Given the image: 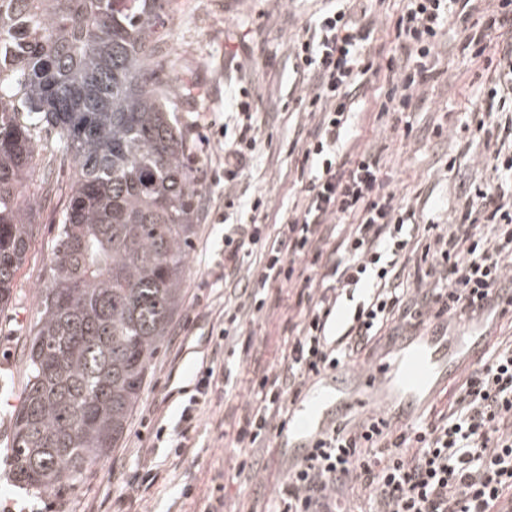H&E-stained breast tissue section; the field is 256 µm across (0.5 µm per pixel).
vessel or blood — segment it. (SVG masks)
<instances>
[{
  "label": "vessel or blood",
  "mask_w": 512,
  "mask_h": 512,
  "mask_svg": "<svg viewBox=\"0 0 512 512\" xmlns=\"http://www.w3.org/2000/svg\"><path fill=\"white\" fill-rule=\"evenodd\" d=\"M472 342L466 356L449 359L447 337L428 325L369 368L321 372L290 404L287 423L276 434L284 465L305 458L345 417L377 409L403 423L412 420L476 357L486 339L476 336Z\"/></svg>",
  "instance_id": "obj_1"
}]
</instances>
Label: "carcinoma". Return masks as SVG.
<instances>
[{
    "label": "carcinoma",
    "instance_id": "cac0c4a2",
    "mask_svg": "<svg viewBox=\"0 0 512 512\" xmlns=\"http://www.w3.org/2000/svg\"><path fill=\"white\" fill-rule=\"evenodd\" d=\"M160 2L0 0L1 307L38 230L42 130L72 169L11 416L15 479L39 491L76 488L118 446L182 302L197 188L154 71ZM40 137L39 152L38 155H36L35 164L27 182L28 194L31 196L34 195L37 198L42 194L40 186L43 173L49 164L48 162H50L51 156H55L59 147L53 134L49 135L42 132Z\"/></svg>",
    "mask_w": 512,
    "mask_h": 512
}]
</instances>
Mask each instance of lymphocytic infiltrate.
I'll return each mask as SVG.
<instances>
[{
	"instance_id": "f902f5d3",
	"label": "lymphocytic infiltrate",
	"mask_w": 512,
	"mask_h": 512,
	"mask_svg": "<svg viewBox=\"0 0 512 512\" xmlns=\"http://www.w3.org/2000/svg\"><path fill=\"white\" fill-rule=\"evenodd\" d=\"M475 0H406L393 24L399 50L380 59L369 46V5L331 0L292 45L293 71L306 84L296 106L317 118L311 139L288 145L300 178L309 183L301 207L268 230L269 199L250 201V223L224 226V258L214 280L240 297L225 302L224 341L241 336L245 315H259L270 288L296 295L298 322L288 327V364L262 375L234 422L235 447L271 441L288 407L313 376L340 369L372 352L391 321L418 329L453 317L475 319L512 306V186L474 184L453 222L416 227L414 211L387 191L380 155L372 149L341 153L350 128L358 80L377 84L379 114L422 107L421 85L435 70L443 30L454 12L472 14ZM512 0L463 36L474 57L496 75L494 91L512 98ZM233 142L224 146V206H235L236 187L260 146L249 92L229 114ZM350 219L338 234L337 221ZM338 246H331L332 238ZM259 254L260 273L239 281L245 258ZM369 285L345 332L328 336L338 299ZM213 368H206L184 407L181 428L169 437L175 457L195 448L192 436L208 402ZM355 502H347L349 492ZM512 512V346L482 356L452 392L450 411L415 424L395 425L377 415L342 423L288 471L278 489L277 512Z\"/></svg>"
}]
</instances>
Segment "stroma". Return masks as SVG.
Wrapping results in <instances>:
<instances>
[{
	"label": "stroma",
	"instance_id": "stroma-1",
	"mask_svg": "<svg viewBox=\"0 0 512 512\" xmlns=\"http://www.w3.org/2000/svg\"><path fill=\"white\" fill-rule=\"evenodd\" d=\"M324 0H164L162 24L156 38L163 54L161 78L178 107V123L191 145V170L198 187L199 223L188 254L183 305L166 341L152 360L143 392L131 414L118 448L90 469L73 491L58 495L19 486L11 461V413L25 384L23 341L37 319L38 288L47 276L60 212L69 192V167L51 165L58 149L54 136L42 134L39 152L27 182L28 192L41 196L43 174L55 187L51 201L40 209L36 239L17 274L13 300L0 310V499L13 512H216L218 506H258L275 512L277 489L284 477L277 448H259L260 470L246 482L236 473L239 449L225 436L224 422L235 406L250 397L253 379L279 369L288 354V292L272 288L266 311L247 320L251 349L234 356L216 352L224 326V290L201 293L214 261L224 251V114L235 93L250 92L262 135L261 157L247 170L241 185L249 194L265 193L270 200L267 224L284 222L301 203L304 185L289 157L288 143L310 135L313 117L296 110L292 98L302 88L288 59V49L302 26ZM462 18L450 19L438 48L436 72L423 86L426 103L416 112L377 115L372 110L375 86L356 91L352 144L382 149V178L389 191L413 209L418 223H447L458 209L465 188L492 182V155L500 130L492 138L476 127V112L487 111L494 73L473 59L458 37ZM410 121L414 135L402 138L399 127ZM448 135L435 139V125ZM214 366L216 378L229 385L214 386L210 402L194 433L193 454L172 466L165 443L147 437L150 451H139L136 436L153 414L176 425L194 389L196 377ZM153 472L150 483L139 475ZM223 484L224 499L211 500L214 485ZM192 496H183L184 485Z\"/></svg>",
	"mask_w": 512,
	"mask_h": 512
}]
</instances>
